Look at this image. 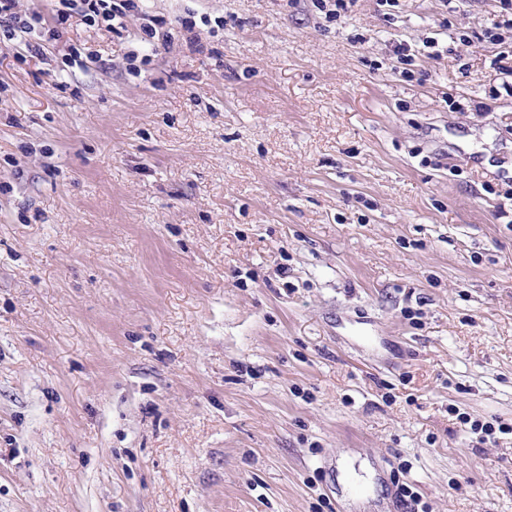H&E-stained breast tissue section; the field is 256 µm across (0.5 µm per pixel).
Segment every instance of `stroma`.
<instances>
[{"label": "stroma", "mask_w": 512, "mask_h": 512, "mask_svg": "<svg viewBox=\"0 0 512 512\" xmlns=\"http://www.w3.org/2000/svg\"><path fill=\"white\" fill-rule=\"evenodd\" d=\"M146 5L0 46V512H512L497 0Z\"/></svg>", "instance_id": "stroma-1"}]
</instances>
